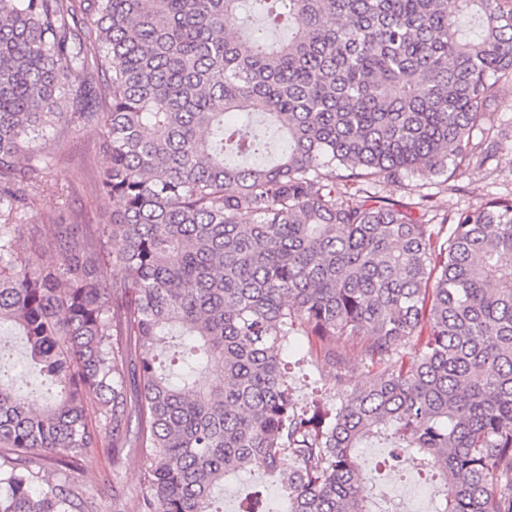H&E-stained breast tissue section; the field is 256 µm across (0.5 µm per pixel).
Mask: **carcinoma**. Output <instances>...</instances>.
<instances>
[{
	"label": "carcinoma",
	"instance_id": "obj_1",
	"mask_svg": "<svg viewBox=\"0 0 512 512\" xmlns=\"http://www.w3.org/2000/svg\"><path fill=\"white\" fill-rule=\"evenodd\" d=\"M507 85L512 0H0V327L61 387L34 407L0 348V512H89L74 462L106 444L146 459L131 512H219L246 469L288 512H378L373 440L435 469V512H512V198L377 191L471 157ZM69 126L101 132L110 220L28 224L21 159ZM301 336L340 386L344 339L379 370L301 403ZM392 449L387 447V445L374 443L366 445L365 448H358L356 451L357 463L363 473L366 487L375 497L386 494L391 488L390 482L384 475L383 465L377 466V468L376 465L378 462L387 459ZM253 482H262L267 487L271 509L284 510L286 508L285 500L282 498L274 478L270 474L255 471L247 476L246 481L237 477H230L226 481L224 484V512H234L238 498L245 493L247 485Z\"/></svg>",
	"mask_w": 512,
	"mask_h": 512
}]
</instances>
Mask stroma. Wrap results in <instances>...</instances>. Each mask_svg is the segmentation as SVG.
I'll use <instances>...</instances> for the list:
<instances>
[{
    "instance_id": "35a3bbf8",
    "label": "stroma",
    "mask_w": 512,
    "mask_h": 512,
    "mask_svg": "<svg viewBox=\"0 0 512 512\" xmlns=\"http://www.w3.org/2000/svg\"><path fill=\"white\" fill-rule=\"evenodd\" d=\"M479 125L493 147L486 163L465 162L448 181L440 175L426 174L390 182L382 186V193L399 200L414 189L447 210H474L490 197L512 194V86L503 88L496 105L482 111ZM34 162L48 164L50 185L49 192L37 202V221H45L58 208L65 207L77 216L79 223L108 222L112 203L95 195L97 169L106 163L105 155L99 151L98 132L84 129L69 131L60 138L49 136ZM389 452V447L375 443L356 452L366 487L376 497L390 489L380 466ZM143 467V458L133 448L118 453L108 447L97 448L78 463L80 481L85 487L101 485L105 478L116 474L125 493L138 489Z\"/></svg>"
}]
</instances>
